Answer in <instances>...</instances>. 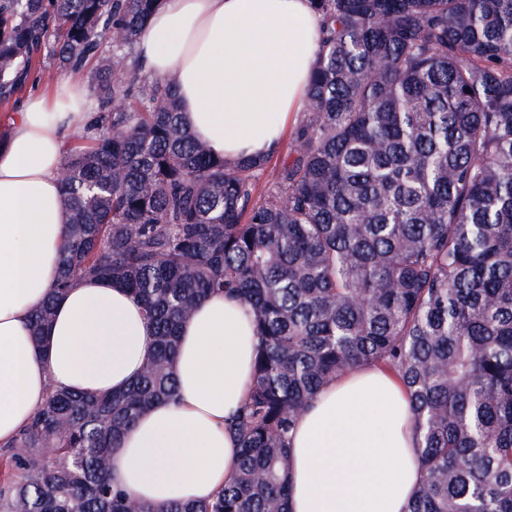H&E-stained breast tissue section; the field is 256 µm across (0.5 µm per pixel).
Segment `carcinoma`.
I'll return each mask as SVG.
<instances>
[{"mask_svg": "<svg viewBox=\"0 0 512 512\" xmlns=\"http://www.w3.org/2000/svg\"><path fill=\"white\" fill-rule=\"evenodd\" d=\"M161 0H0V101L45 49L97 108L64 162L70 213L54 295L128 286L157 354L125 390L55 392L14 444L0 512H289L287 439L317 391L380 365L411 406L422 487L408 512H512V0H311L321 39L291 159L228 166L133 49ZM215 292L253 315L241 455L210 501L162 508L112 485L109 458L176 397L180 324Z\"/></svg>", "mask_w": 512, "mask_h": 512, "instance_id": "obj_1", "label": "carcinoma"}]
</instances>
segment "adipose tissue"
Listing matches in <instances>:
<instances>
[{
    "instance_id": "adipose-tissue-1",
    "label": "adipose tissue",
    "mask_w": 512,
    "mask_h": 512,
    "mask_svg": "<svg viewBox=\"0 0 512 512\" xmlns=\"http://www.w3.org/2000/svg\"><path fill=\"white\" fill-rule=\"evenodd\" d=\"M321 24L310 0H161L137 54L171 80L183 120L225 163L274 154L305 108ZM78 79L27 98L0 136V446L12 444L53 391L128 387L155 353L154 329L119 283L81 278L55 296L42 342L30 313L58 279L68 213L65 142L88 123ZM257 347L240 300L214 294L180 329L177 397L122 435L112 477L156 507L210 500L234 475L226 426L245 403ZM290 512H406L422 486L408 399L395 377L358 367L324 385L290 441Z\"/></svg>"
}]
</instances>
